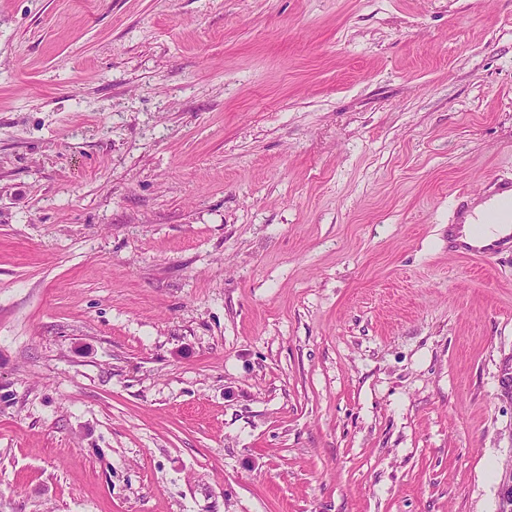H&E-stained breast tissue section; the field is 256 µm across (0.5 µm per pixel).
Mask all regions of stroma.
Wrapping results in <instances>:
<instances>
[{
    "label": "stroma",
    "mask_w": 512,
    "mask_h": 512,
    "mask_svg": "<svg viewBox=\"0 0 512 512\" xmlns=\"http://www.w3.org/2000/svg\"><path fill=\"white\" fill-rule=\"evenodd\" d=\"M512 0H0V512H497ZM508 206L500 213L495 214L494 212H488L481 223L487 225L499 224V222L509 223V233L505 235L501 241L495 244H484L483 238L476 236L470 239V242H462L455 245L457 251L464 256L472 258H482L496 253L501 245L505 242L512 244V196H507ZM511 201V207H510Z\"/></svg>",
    "instance_id": "stroma-1"
}]
</instances>
